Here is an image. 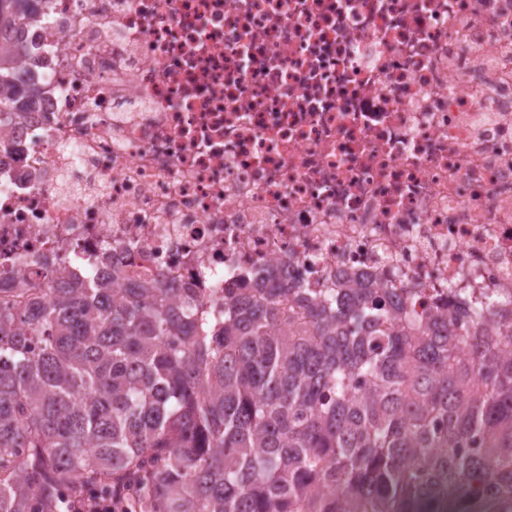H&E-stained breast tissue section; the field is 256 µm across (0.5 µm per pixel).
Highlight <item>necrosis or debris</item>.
<instances>
[{
    "label": "necrosis or debris",
    "mask_w": 512,
    "mask_h": 512,
    "mask_svg": "<svg viewBox=\"0 0 512 512\" xmlns=\"http://www.w3.org/2000/svg\"><path fill=\"white\" fill-rule=\"evenodd\" d=\"M0 270L512 295V0H49Z\"/></svg>",
    "instance_id": "necrosis-or-debris-1"
}]
</instances>
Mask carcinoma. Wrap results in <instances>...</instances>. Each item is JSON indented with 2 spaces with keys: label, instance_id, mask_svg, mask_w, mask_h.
Segmentation results:
<instances>
[{
  "label": "carcinoma",
  "instance_id": "carcinoma-1",
  "mask_svg": "<svg viewBox=\"0 0 512 512\" xmlns=\"http://www.w3.org/2000/svg\"><path fill=\"white\" fill-rule=\"evenodd\" d=\"M34 0H0V113ZM0 288V512H512V297L273 275Z\"/></svg>",
  "mask_w": 512,
  "mask_h": 512
}]
</instances>
